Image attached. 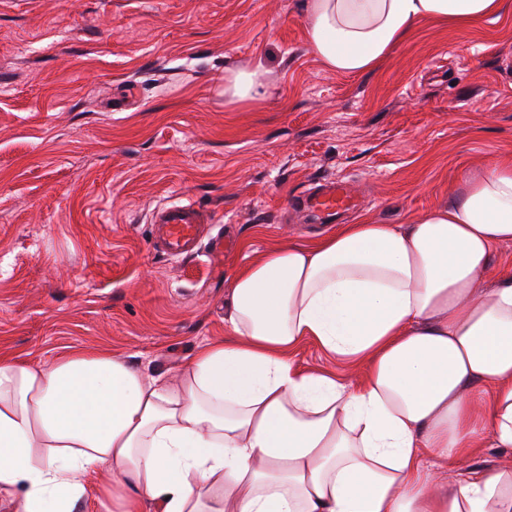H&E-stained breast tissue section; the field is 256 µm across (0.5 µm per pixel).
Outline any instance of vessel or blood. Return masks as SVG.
<instances>
[{"mask_svg": "<svg viewBox=\"0 0 512 512\" xmlns=\"http://www.w3.org/2000/svg\"><path fill=\"white\" fill-rule=\"evenodd\" d=\"M304 202L319 218L339 214L354 205L353 199L338 183L310 191ZM153 222L158 228L157 248L181 258L197 256L199 226L203 224L204 216L193 202L186 200L165 205L156 211Z\"/></svg>", "mask_w": 512, "mask_h": 512, "instance_id": "vessel-or-blood-1", "label": "vessel or blood"}]
</instances>
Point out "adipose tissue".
<instances>
[{
	"instance_id": "1",
	"label": "adipose tissue",
	"mask_w": 512,
	"mask_h": 512,
	"mask_svg": "<svg viewBox=\"0 0 512 512\" xmlns=\"http://www.w3.org/2000/svg\"><path fill=\"white\" fill-rule=\"evenodd\" d=\"M503 0H304L310 52L375 69L423 20ZM512 155L407 224L370 219L273 246L236 274L229 341L149 376L107 352L0 357V512H512V466L452 481L483 440L512 448ZM306 340L360 383L299 370ZM512 271V242L497 244L491 253L490 278H495L501 271Z\"/></svg>"
}]
</instances>
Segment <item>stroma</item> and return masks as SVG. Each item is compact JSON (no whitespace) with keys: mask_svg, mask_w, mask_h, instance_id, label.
Listing matches in <instances>:
<instances>
[{"mask_svg":"<svg viewBox=\"0 0 512 512\" xmlns=\"http://www.w3.org/2000/svg\"><path fill=\"white\" fill-rule=\"evenodd\" d=\"M303 0H0V353L106 351L151 376L183 366L224 322L236 271L331 232L298 197L321 180L357 198L343 222L407 224L512 152V0L498 16L420 22L349 76L309 52ZM262 75L224 99V73ZM190 200L203 237L152 246L158 208ZM296 366L357 378L315 342ZM512 464L476 448L444 478ZM262 86L256 69L238 68L224 73V99L230 103L256 98Z\"/></svg>","mask_w":512,"mask_h":512,"instance_id":"35a3bbf8","label":"stroma"}]
</instances>
